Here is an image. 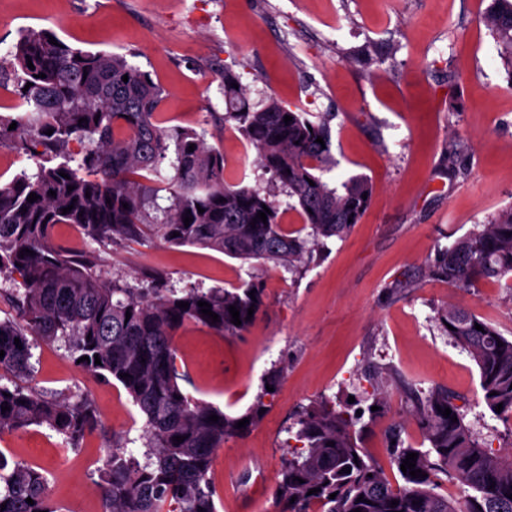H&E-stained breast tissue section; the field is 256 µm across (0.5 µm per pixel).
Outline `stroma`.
<instances>
[{"mask_svg": "<svg viewBox=\"0 0 512 512\" xmlns=\"http://www.w3.org/2000/svg\"><path fill=\"white\" fill-rule=\"evenodd\" d=\"M489 0H0V60L25 29L134 59L165 91L164 120L207 127L228 171L266 188L255 156L237 157L244 136L224 124L218 76L240 75L254 108L274 97L327 121L330 177L362 176L368 210L345 238L327 241L290 273L157 236L102 245L68 224L56 239L96 251L106 277L137 288L153 274L175 288L263 282L257 320L240 336L194 323L175 337L191 396L261 420L219 449L212 477L220 512H276L274 490L298 412L323 401L355 406L364 445L389 468L385 431L412 423L414 395L464 397L467 421L493 450H512V425L487 408L475 363L440 329L455 305L512 336V280L458 288L429 275L438 248L512 207V65L483 22ZM34 381L44 393L89 396L103 422L78 448L44 427L0 436V450L42 467L61 512H103L94 471L114 438L143 453L144 418L119 386L93 380L63 343L35 342ZM383 386L381 405L372 393Z\"/></svg>", "mask_w": 512, "mask_h": 512, "instance_id": "obj_1", "label": "stroma"}]
</instances>
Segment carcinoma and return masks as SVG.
I'll return each mask as SVG.
<instances>
[{"mask_svg":"<svg viewBox=\"0 0 512 512\" xmlns=\"http://www.w3.org/2000/svg\"><path fill=\"white\" fill-rule=\"evenodd\" d=\"M484 22L512 54V0H491ZM51 36L55 33L49 30H30L15 44L12 92L26 109L0 116V147L42 160L36 172L23 170L0 185V276L13 282L6 296L16 312L0 318V350L5 352L0 379L10 376V384L0 383V407L9 406L0 412V436L44 426L75 447L101 428L89 398H46L31 384L29 337L47 344L63 339L76 367L98 381L119 383L145 418L146 461H138L115 439L97 469L103 512H218L221 498L211 479L215 452L246 431L238 421L258 422L259 409L231 416L186 393L173 336L187 322L231 336L245 333L253 324L248 308L257 314L263 304V283L178 290L157 275L146 294L107 279L96 252L62 245L53 229L71 224L98 243L136 241L155 231L174 246L208 249L244 262L263 260L291 271L314 248L324 247V240L344 237L360 221L369 206L362 195L372 193L371 184L363 177L331 184L321 176L325 169L315 164L324 153L316 139L328 141L325 124L274 97L253 109L240 76L226 68L219 75L224 126L236 123L271 174L264 190L245 184L243 176L228 180L224 155L206 144V129L160 120L164 89L147 72L124 55L84 51L61 40L53 45ZM287 115L292 117L288 123ZM14 122L17 127L9 129ZM161 192L167 193L165 207L158 204ZM278 192L299 206L313 240L282 224ZM32 193L38 199L30 203ZM68 206L72 210L62 213ZM200 207L205 212H198ZM265 207L271 211L267 222L254 221ZM187 215L193 217L188 224ZM430 274L455 287L511 279L512 208L437 249ZM181 301L189 307H178ZM200 301L211 305L217 322L201 313ZM231 305L239 310V326L231 323ZM437 321L475 362L488 409L512 420V337L454 306L438 311ZM477 324L483 330H476ZM83 356L89 360L80 361ZM123 373L129 377L121 378ZM459 400L446 390L418 399L413 415L423 436L420 444L403 439L405 424L390 427L388 454L400 476L395 483L358 443L355 426L361 415L326 401L302 410L292 424L301 446L283 459L279 472L278 512H512V459L493 451L465 422L466 404ZM445 408L451 416H443ZM212 414L218 421L209 420ZM176 436L184 441H175ZM409 453L417 454L416 468L426 476L401 472ZM345 467L350 472H342ZM448 483L459 489V497L440 493ZM314 488L319 492L309 493ZM360 496L367 502L357 501ZM393 501L398 505L391 506ZM3 503L6 509L0 512H59L44 469L0 451Z\"/></svg>","mask_w":512,"mask_h":512,"instance_id":"1","label":"carcinoma"}]
</instances>
